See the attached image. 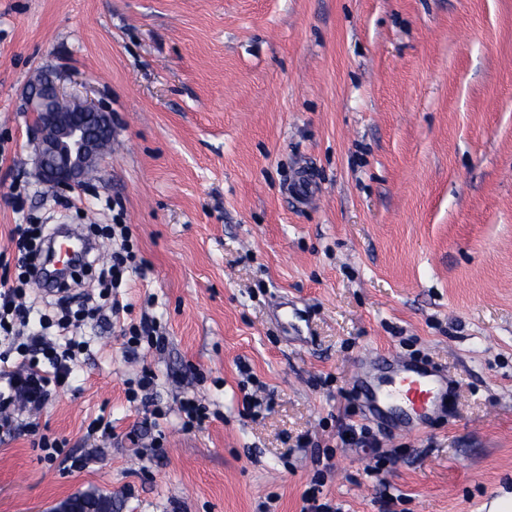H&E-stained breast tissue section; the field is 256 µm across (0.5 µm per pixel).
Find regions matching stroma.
I'll return each mask as SVG.
<instances>
[{
    "label": "stroma",
    "instance_id": "obj_1",
    "mask_svg": "<svg viewBox=\"0 0 512 512\" xmlns=\"http://www.w3.org/2000/svg\"><path fill=\"white\" fill-rule=\"evenodd\" d=\"M47 66L112 114L77 189L33 173L24 95ZM116 199L143 260L122 300L166 347L102 324L37 416L57 460L0 438V512L92 490L112 512H305L319 480L341 512L512 494V0H0V252L16 224L111 223ZM371 354L443 370L447 411L381 432L351 384ZM145 367L157 420L125 394ZM100 415L112 437L88 434ZM342 422L395 451L378 477ZM126 338V347L129 351L135 352L143 342H146L149 347L161 349L165 344V337L158 333L155 323L148 324L147 322L140 321L139 324H131L127 333L123 335ZM180 411L183 415L182 426L188 431L201 428L209 417L206 405L194 397H184L180 402Z\"/></svg>",
    "mask_w": 512,
    "mask_h": 512
}]
</instances>
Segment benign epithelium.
Segmentation results:
<instances>
[{"instance_id":"1","label":"benign epithelium","mask_w":512,"mask_h":512,"mask_svg":"<svg viewBox=\"0 0 512 512\" xmlns=\"http://www.w3.org/2000/svg\"><path fill=\"white\" fill-rule=\"evenodd\" d=\"M38 116L29 129L39 179L56 189L84 183L104 158L102 143L112 133V116L88 98L66 96L60 80L39 78L27 95Z\"/></svg>"}]
</instances>
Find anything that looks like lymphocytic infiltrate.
Segmentation results:
<instances>
[{
    "instance_id": "1",
    "label": "lymphocytic infiltrate",
    "mask_w": 512,
    "mask_h": 512,
    "mask_svg": "<svg viewBox=\"0 0 512 512\" xmlns=\"http://www.w3.org/2000/svg\"><path fill=\"white\" fill-rule=\"evenodd\" d=\"M89 236L115 242L109 262L96 274L98 296H86L76 311L61 307L54 325L57 337L46 330L30 327L34 302L28 290L37 282L41 248L48 233L43 224H17L10 231L15 254L0 253V338L7 343L0 349V429L11 426L17 414L40 413L53 392L72 377L80 355L87 353L91 338L84 332L89 321L102 312L118 314L122 305L112 291L121 287L124 278L140 271L138 248L122 214L112 216L111 223L91 224Z\"/></svg>"
}]
</instances>
